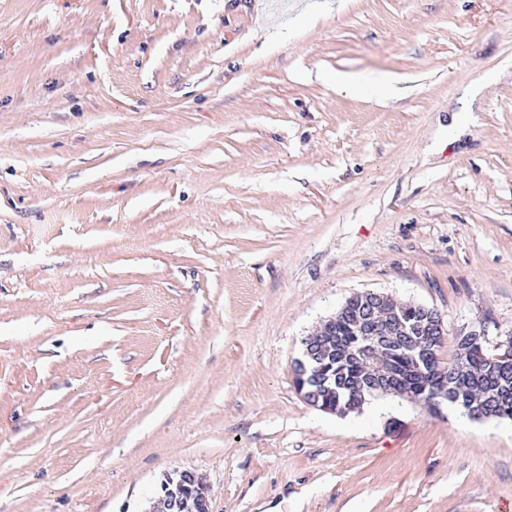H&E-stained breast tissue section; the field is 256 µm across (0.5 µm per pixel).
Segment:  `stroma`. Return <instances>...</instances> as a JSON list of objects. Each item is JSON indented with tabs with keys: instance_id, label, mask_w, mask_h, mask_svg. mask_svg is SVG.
<instances>
[{
	"instance_id": "obj_1",
	"label": "stroma",
	"mask_w": 512,
	"mask_h": 512,
	"mask_svg": "<svg viewBox=\"0 0 512 512\" xmlns=\"http://www.w3.org/2000/svg\"><path fill=\"white\" fill-rule=\"evenodd\" d=\"M365 291L512 333V0H0V512H512V421L297 390ZM160 488L163 512H214L206 486L193 470L167 475Z\"/></svg>"
}]
</instances>
